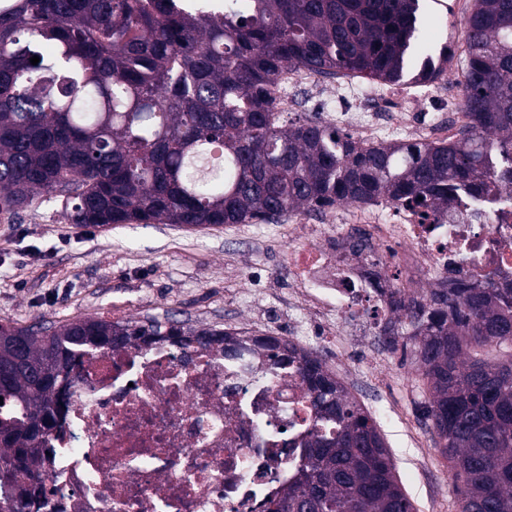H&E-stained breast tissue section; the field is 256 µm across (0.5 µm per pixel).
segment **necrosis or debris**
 <instances>
[{"label":"necrosis or debris","instance_id":"4bbe7bcc","mask_svg":"<svg viewBox=\"0 0 512 512\" xmlns=\"http://www.w3.org/2000/svg\"><path fill=\"white\" fill-rule=\"evenodd\" d=\"M327 231L288 227V339L307 351L335 345L360 388L377 387L386 359L348 355L391 318V292L488 277L512 288L508 188L476 204L459 195L444 224L404 209L350 211L341 236L357 238L358 252L321 250ZM310 400L295 366L248 339L229 350L159 338L83 352L53 406L35 512H266L302 464L294 443L312 426Z\"/></svg>","mask_w":512,"mask_h":512}]
</instances>
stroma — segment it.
I'll list each match as a JSON object with an SVG mask.
<instances>
[{
  "label": "stroma",
  "instance_id": "1",
  "mask_svg": "<svg viewBox=\"0 0 512 512\" xmlns=\"http://www.w3.org/2000/svg\"><path fill=\"white\" fill-rule=\"evenodd\" d=\"M421 29L432 49H463L466 18L474 0H421ZM458 59L448 75L426 86L372 84L359 98L337 99L333 82L312 90L291 89L295 113L329 119L337 112L364 110L388 123L401 104L414 119L447 123L459 109ZM288 241L265 238L255 246L227 236L221 226L175 224L117 227L69 223L61 200L42 195L15 213L0 215V323L30 324L42 316L57 323L99 316L108 320L169 318L197 327L219 324L288 330ZM386 380L396 416L382 430L401 487L417 512H459L453 470L434 446L420 413L424 387L401 352L389 355Z\"/></svg>",
  "mask_w": 512,
  "mask_h": 512
}]
</instances>
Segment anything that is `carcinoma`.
I'll return each mask as SVG.
<instances>
[{
    "label": "carcinoma",
    "instance_id": "1",
    "mask_svg": "<svg viewBox=\"0 0 512 512\" xmlns=\"http://www.w3.org/2000/svg\"><path fill=\"white\" fill-rule=\"evenodd\" d=\"M420 0H224L183 13L172 0H0V213L46 194L74 224H253L338 205L408 208L441 224L454 194L512 186V0H475L466 22L465 122L446 140L368 145L327 121L289 119L290 69L380 85L448 72L417 28ZM38 56L40 62L31 64ZM380 335L410 351L426 386L434 445L454 470L459 512H512V292L450 280L412 297ZM162 335L157 320L88 316L0 323V512L44 493L55 394L75 352ZM169 336L235 344L238 333L172 321ZM304 462L268 512H416L375 418L311 352Z\"/></svg>",
    "mask_w": 512,
    "mask_h": 512
}]
</instances>
